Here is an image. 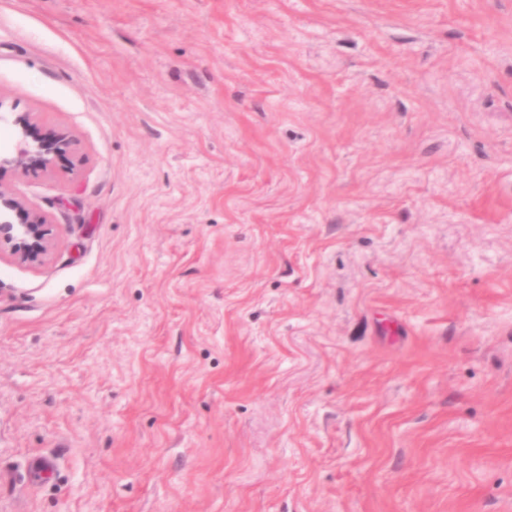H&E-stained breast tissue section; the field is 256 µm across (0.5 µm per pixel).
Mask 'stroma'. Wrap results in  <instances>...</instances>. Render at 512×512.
Returning <instances> with one entry per match:
<instances>
[{
  "label": "stroma",
  "instance_id": "1",
  "mask_svg": "<svg viewBox=\"0 0 512 512\" xmlns=\"http://www.w3.org/2000/svg\"><path fill=\"white\" fill-rule=\"evenodd\" d=\"M0 98V512H512V0H0ZM4 107L5 102L0 99V125L13 128L14 140L8 148L0 146V171L6 168L22 172L31 168L47 171L54 157L73 151L74 141L66 133L43 137L31 113L13 112V108L8 111ZM2 243L10 246L16 261L27 265L42 264L53 249L46 216L0 187V247Z\"/></svg>",
  "mask_w": 512,
  "mask_h": 512
}]
</instances>
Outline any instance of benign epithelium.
<instances>
[{
	"instance_id": "obj_1",
	"label": "benign epithelium",
	"mask_w": 512,
	"mask_h": 512,
	"mask_svg": "<svg viewBox=\"0 0 512 512\" xmlns=\"http://www.w3.org/2000/svg\"><path fill=\"white\" fill-rule=\"evenodd\" d=\"M13 128V144L0 148V170L26 172L31 168L48 170L54 157L69 154L73 139L65 133L43 137L29 112L5 109L0 99V124ZM10 246L11 255L21 264L39 265L53 249L51 230L45 215L28 209L11 192L0 188V244Z\"/></svg>"
}]
</instances>
